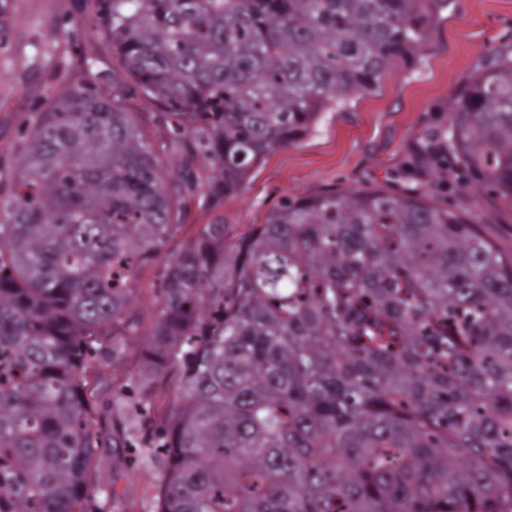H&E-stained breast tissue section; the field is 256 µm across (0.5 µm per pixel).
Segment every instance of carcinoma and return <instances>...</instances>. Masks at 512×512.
<instances>
[{
	"instance_id": "carcinoma-1",
	"label": "carcinoma",
	"mask_w": 512,
	"mask_h": 512,
	"mask_svg": "<svg viewBox=\"0 0 512 512\" xmlns=\"http://www.w3.org/2000/svg\"><path fill=\"white\" fill-rule=\"evenodd\" d=\"M419 0H107L112 97L32 113L0 195V512H96L132 432L155 512H512V254L426 187L327 190L140 271L322 113L376 90L428 31ZM166 107L156 147L126 84ZM512 209V54L434 134ZM181 152L170 167L168 151ZM145 337L136 427L93 360ZM130 407L124 386L108 402Z\"/></svg>"
}]
</instances>
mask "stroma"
<instances>
[{
  "mask_svg": "<svg viewBox=\"0 0 512 512\" xmlns=\"http://www.w3.org/2000/svg\"><path fill=\"white\" fill-rule=\"evenodd\" d=\"M100 0H0V185L17 172V154L30 113L46 98L82 84L93 68L103 93L112 91V42L100 26ZM431 21L416 57L401 64L374 92L323 113L303 140L280 148L254 169L244 191L219 209L193 203L184 229L170 243L183 247L199 225L222 215L237 232L264 223L290 197L328 189H374L396 193L429 184L439 204L477 214L483 233L512 253V210L494 192L453 175L448 155L426 161L423 135L447 126L449 102L468 77L486 65L492 51L512 50V0H420ZM125 108L157 144L174 138L154 101L127 93ZM158 466L124 469L115 490L129 512H152Z\"/></svg>",
  "mask_w": 512,
  "mask_h": 512,
  "instance_id": "35a3bbf8",
  "label": "stroma"
}]
</instances>
